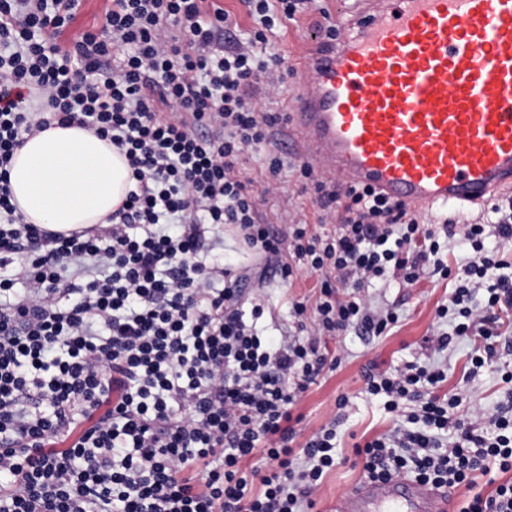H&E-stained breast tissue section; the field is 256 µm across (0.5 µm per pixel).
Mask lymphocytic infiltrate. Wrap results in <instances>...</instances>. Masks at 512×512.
I'll return each instance as SVG.
<instances>
[{
  "instance_id": "obj_1",
  "label": "lymphocytic infiltrate",
  "mask_w": 512,
  "mask_h": 512,
  "mask_svg": "<svg viewBox=\"0 0 512 512\" xmlns=\"http://www.w3.org/2000/svg\"><path fill=\"white\" fill-rule=\"evenodd\" d=\"M112 0L77 39L62 35L80 0H0V512H314L340 462L350 399L302 436V395L340 361L328 339L384 336L399 321L361 291L423 275L452 280L437 304L430 360L371 364L364 392L396 425L356 445L368 479L406 475L455 490H491L460 512H512V396L486 409L448 378L437 355L480 336L473 369L512 348V262L484 246L512 243V205L491 221L425 228L370 187L339 188L298 169L334 224L273 228L261 213L284 166L280 113L254 89L279 70L268 35L302 0ZM77 124L126 158L135 187L109 227L70 235L26 223L11 202L15 150L51 124ZM263 151L256 193L245 164ZM232 225L261 267L212 260L207 229ZM473 254L451 271L453 241ZM20 263H12L14 255ZM314 278L292 300L295 334L258 325L266 284ZM451 331H444V324ZM70 437L64 448L60 437Z\"/></svg>"
}]
</instances>
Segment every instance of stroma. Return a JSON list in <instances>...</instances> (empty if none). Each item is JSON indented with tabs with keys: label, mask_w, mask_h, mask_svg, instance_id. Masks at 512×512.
Segmentation results:
<instances>
[{
	"label": "stroma",
	"mask_w": 512,
	"mask_h": 512,
	"mask_svg": "<svg viewBox=\"0 0 512 512\" xmlns=\"http://www.w3.org/2000/svg\"><path fill=\"white\" fill-rule=\"evenodd\" d=\"M355 8V0H305L294 20L270 35L269 48L283 57L288 72L283 79L262 81L256 96L260 107L282 114L287 112L300 91L297 77L302 59L298 52L300 45L310 40L323 14H330L340 24ZM286 160L288 166L281 174L278 191L262 208L266 222L274 225L302 223L313 227L330 223V216L314 204L294 172L298 158L290 153ZM312 286L309 279L298 280L290 288L270 286L267 303L273 319L265 324L268 333L287 326L291 299L309 294ZM452 289L451 282H435L428 278L410 290L394 284L368 289L367 295L372 302L397 307L400 319L396 327L380 338L365 340L350 334L328 341L329 353L343 354L344 359L335 371L311 386L299 409L305 415L309 429L314 430L327 421L338 396L348 395L352 407L348 419L338 429L337 444L342 461L324 478L317 512H328L337 495L362 482L363 471L354 454L355 443L387 432L393 426L382 404L363 394L362 368L373 360L385 369L425 357L423 340L433 329L436 306L448 299Z\"/></svg>",
	"instance_id": "1"
}]
</instances>
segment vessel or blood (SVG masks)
Masks as SVG:
<instances>
[{"label":"vessel or blood","instance_id":"1","mask_svg":"<svg viewBox=\"0 0 512 512\" xmlns=\"http://www.w3.org/2000/svg\"><path fill=\"white\" fill-rule=\"evenodd\" d=\"M313 49L280 141L344 184L455 207L512 188V0H361ZM408 476L366 480L336 512H449Z\"/></svg>","mask_w":512,"mask_h":512}]
</instances>
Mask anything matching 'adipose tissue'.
I'll return each mask as SVG.
<instances>
[{
	"label": "adipose tissue",
	"mask_w": 512,
	"mask_h": 512,
	"mask_svg": "<svg viewBox=\"0 0 512 512\" xmlns=\"http://www.w3.org/2000/svg\"><path fill=\"white\" fill-rule=\"evenodd\" d=\"M8 171L26 222L56 232L107 225L133 187L124 157L76 125H54L28 138Z\"/></svg>",
	"instance_id": "obj_1"
}]
</instances>
